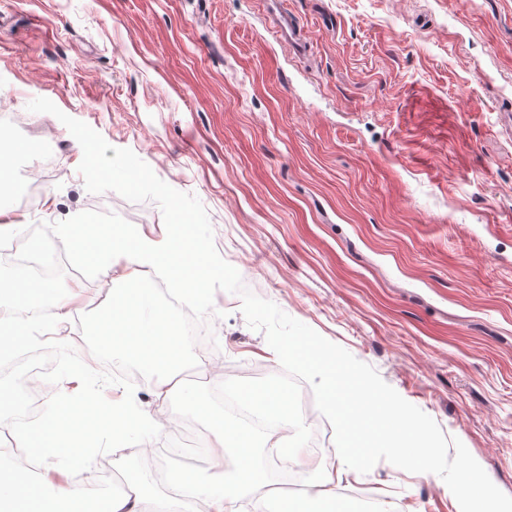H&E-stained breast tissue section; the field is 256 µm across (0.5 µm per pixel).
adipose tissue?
Masks as SVG:
<instances>
[{
  "label": "adipose tissue",
  "instance_id": "adipose-tissue-1",
  "mask_svg": "<svg viewBox=\"0 0 512 512\" xmlns=\"http://www.w3.org/2000/svg\"><path fill=\"white\" fill-rule=\"evenodd\" d=\"M101 250L98 268L108 276L118 265L131 273H138L140 268L172 256L176 246L169 240L145 238L137 250L129 252L115 241L105 239L101 242ZM44 287V282L30 277L0 280V335L6 337L16 330L18 313L26 307H41L52 302L59 311V319L67 318L76 296L74 289L56 287L48 293ZM148 359L156 376L157 397L167 401L182 396L183 389L176 380L185 363L182 352L174 349L163 355L152 353ZM258 477V472L250 466L225 472L223 460L218 459L192 475L173 474L172 480L186 489L180 502V512H241L242 495L257 484ZM89 498V491L66 481L44 484L0 471V512H77L79 505Z\"/></svg>",
  "mask_w": 512,
  "mask_h": 512
}]
</instances>
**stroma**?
<instances>
[{
    "instance_id": "35a3bbf8",
    "label": "stroma",
    "mask_w": 512,
    "mask_h": 512,
    "mask_svg": "<svg viewBox=\"0 0 512 512\" xmlns=\"http://www.w3.org/2000/svg\"><path fill=\"white\" fill-rule=\"evenodd\" d=\"M301 57L268 31L261 0H0V277L50 224L166 236L152 201L89 193L83 153L50 99L205 207L246 287L356 359L459 439L512 496V0H288ZM37 144L15 153L11 142ZM79 287L58 338L89 349L78 318L117 284L94 256L58 249ZM215 342L180 381L281 373L238 295H214ZM172 448L184 425L137 386ZM301 449L305 512H460L436 475L381 461L347 468L330 423ZM336 489L317 497L322 482Z\"/></svg>"
}]
</instances>
